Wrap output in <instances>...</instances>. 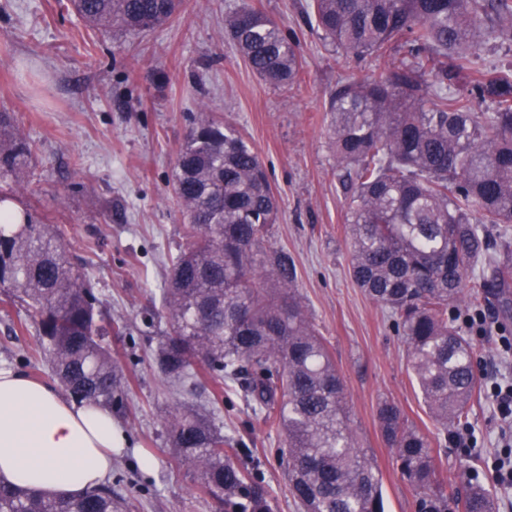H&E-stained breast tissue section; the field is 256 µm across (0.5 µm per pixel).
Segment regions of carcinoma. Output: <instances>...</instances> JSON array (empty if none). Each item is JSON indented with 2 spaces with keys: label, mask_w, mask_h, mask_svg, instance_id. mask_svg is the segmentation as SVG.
<instances>
[{
  "label": "carcinoma",
  "mask_w": 512,
  "mask_h": 512,
  "mask_svg": "<svg viewBox=\"0 0 512 512\" xmlns=\"http://www.w3.org/2000/svg\"><path fill=\"white\" fill-rule=\"evenodd\" d=\"M91 29L139 33L170 24L180 0H70ZM324 43L346 56L405 54L336 86L328 112L336 171L350 194L347 232L356 285L388 310L430 416L465 427L479 391L475 348L458 319L496 290L512 308V69L476 49L512 43V0H310ZM224 35L264 82L300 79L297 42L258 9L224 16ZM33 146L0 113V182L13 180ZM174 199L187 219L170 257L158 317L169 327L156 353L180 384L166 435L193 469L211 512H272L271 493L241 462L249 450L217 421L223 393L241 391L280 427L289 491L303 512H385L373 457L350 428L344 385L307 314L294 257L270 242L277 201L258 152L231 123L197 113L180 146ZM0 212V288L26 309L53 380L79 404L124 408L128 381L106 343L89 273L76 270L55 224ZM500 236L490 250L489 229ZM381 434L417 512H497L494 492H465L437 469L426 436L392 400ZM112 484L48 497L0 483V512H114Z\"/></svg>",
  "instance_id": "cac0c4a2"
}]
</instances>
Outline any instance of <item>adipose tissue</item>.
Here are the masks:
<instances>
[{
	"instance_id": "obj_1",
	"label": "adipose tissue",
	"mask_w": 512,
	"mask_h": 512,
	"mask_svg": "<svg viewBox=\"0 0 512 512\" xmlns=\"http://www.w3.org/2000/svg\"><path fill=\"white\" fill-rule=\"evenodd\" d=\"M129 444L103 406L70 401L52 384L0 370V480L71 497L98 487Z\"/></svg>"
}]
</instances>
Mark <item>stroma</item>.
Here are the masks:
<instances>
[{"label": "stroma", "mask_w": 512, "mask_h": 512, "mask_svg": "<svg viewBox=\"0 0 512 512\" xmlns=\"http://www.w3.org/2000/svg\"><path fill=\"white\" fill-rule=\"evenodd\" d=\"M240 3L183 0L180 16L165 27L113 34L87 27L70 0H0V112L11 113L35 147L18 182L4 189L36 220L59 225L105 315L127 327L108 338L130 382L126 412L117 418L130 445L112 468L122 512H209L192 469L176 465L165 438L172 399L153 361L158 334L141 321L159 305L166 258L182 236L186 219L172 174L204 107L237 126L269 171L279 202L270 241L295 259L307 312L346 387L351 429L379 469L386 512H415V502L379 429L385 399L431 441L445 480L461 487L480 475L498 497V512H512V487L490 475L501 450L500 420L486 393L469 414L475 447L458 446L431 419L387 310L349 273V198L330 148L328 102L339 83L384 68L386 60L333 52L307 16V0H251L300 46L299 83L275 88L224 36V16ZM26 319L24 307L0 293V368L50 380L45 357L33 350L35 329L13 333ZM219 425L250 448L246 462L269 487L274 512H300L280 464L284 434L232 391L224 394Z\"/></svg>", "instance_id": "obj_1"}]
</instances>
